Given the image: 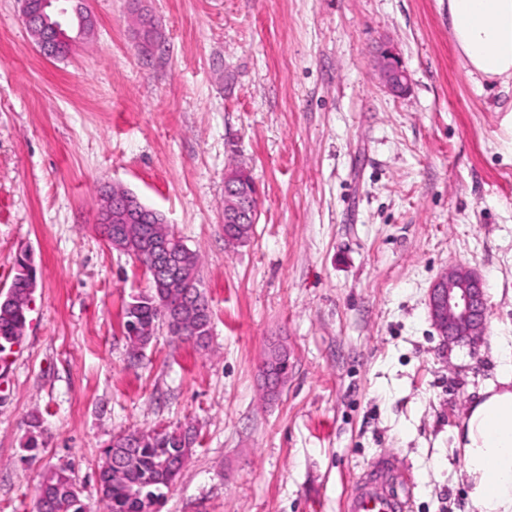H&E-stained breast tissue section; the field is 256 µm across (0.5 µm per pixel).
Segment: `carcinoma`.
<instances>
[{"instance_id": "carcinoma-1", "label": "carcinoma", "mask_w": 512, "mask_h": 512, "mask_svg": "<svg viewBox=\"0 0 512 512\" xmlns=\"http://www.w3.org/2000/svg\"><path fill=\"white\" fill-rule=\"evenodd\" d=\"M43 25L58 40L59 57H65L77 37L67 29H54L55 17L45 12ZM157 211L141 205L142 224H132L134 232L144 231L158 237L176 236L165 219L155 218ZM182 268L177 278L151 285L125 305L123 328L131 353L136 355L146 348L158 324L167 326L170 336L178 341L194 338L198 346L207 345L211 336V311L191 314L187 304L192 297L207 301L198 277L200 254L184 242L174 250ZM16 271L10 299H0V354L18 343L26 328L31 299L30 281L36 278V269L26 254L16 257ZM195 440L193 428L172 431L134 430L112 439L106 450L105 461L99 472V486L105 512H151V507L163 497V489L170 487L189 457ZM45 492L55 500V512H84L80 492L71 473L59 469L47 475L42 483Z\"/></svg>"}]
</instances>
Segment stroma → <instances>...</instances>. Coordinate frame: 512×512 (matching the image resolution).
I'll return each instance as SVG.
<instances>
[{"label":"stroma","mask_w":512,"mask_h":512,"mask_svg":"<svg viewBox=\"0 0 512 512\" xmlns=\"http://www.w3.org/2000/svg\"><path fill=\"white\" fill-rule=\"evenodd\" d=\"M91 39L39 54L0 0V290L28 251L29 323L0 380V512H35L69 468L86 512L113 436L195 427L155 512H342L391 454L410 512H470L453 446L512 336V117L476 85L448 0H90ZM164 40L144 60L134 11ZM409 74L382 85L385 53ZM259 190L249 241L224 240V174ZM112 184L202 256L207 347L159 325L131 357L123 310L149 283L96 227ZM484 280L487 330L444 345L437 275ZM288 353L279 392L261 364ZM39 419L38 448L27 423Z\"/></svg>","instance_id":"stroma-1"}]
</instances>
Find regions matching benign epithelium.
<instances>
[{
    "label": "benign epithelium",
    "instance_id": "benign-epithelium-1",
    "mask_svg": "<svg viewBox=\"0 0 512 512\" xmlns=\"http://www.w3.org/2000/svg\"><path fill=\"white\" fill-rule=\"evenodd\" d=\"M53 9L60 15L69 11L65 0H41L39 10H34L31 0H22V15L26 25H31L38 13ZM136 24L143 29L139 36L138 51L144 58L152 57L160 47L155 38V27L149 19L138 18ZM383 86L392 94L404 93L409 84V75L400 60L388 54L379 65ZM258 190L251 179L244 176L237 181H224V224L225 226L256 222L257 209L252 200ZM97 215L104 219V235L109 245L121 247L127 241L126 225L140 223L136 201L130 195L115 197L104 193L98 200ZM143 252L138 257L146 264L145 273L152 280L161 282L177 269L170 255L167 243L154 240L142 244ZM428 312L432 324L445 342L475 340L484 335L488 302L482 277L475 271L451 266L436 278L428 294ZM286 357L280 350L272 351L262 364V374L268 391L278 392L284 376L277 372L280 361Z\"/></svg>",
    "mask_w": 512,
    "mask_h": 512
}]
</instances>
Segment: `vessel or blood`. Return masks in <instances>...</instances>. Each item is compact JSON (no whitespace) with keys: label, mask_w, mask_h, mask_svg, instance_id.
I'll list each match as a JSON object with an SVG mask.
<instances>
[{"label":"vessel or blood","mask_w":512,"mask_h":512,"mask_svg":"<svg viewBox=\"0 0 512 512\" xmlns=\"http://www.w3.org/2000/svg\"><path fill=\"white\" fill-rule=\"evenodd\" d=\"M408 481L393 458L383 456L368 468L343 504V512H407Z\"/></svg>","instance_id":"obj_1"}]
</instances>
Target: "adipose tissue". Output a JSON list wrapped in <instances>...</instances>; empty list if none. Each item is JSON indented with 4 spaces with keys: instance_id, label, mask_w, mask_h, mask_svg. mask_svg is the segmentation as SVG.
Masks as SVG:
<instances>
[{
    "instance_id": "adipose-tissue-1",
    "label": "adipose tissue",
    "mask_w": 512,
    "mask_h": 512,
    "mask_svg": "<svg viewBox=\"0 0 512 512\" xmlns=\"http://www.w3.org/2000/svg\"><path fill=\"white\" fill-rule=\"evenodd\" d=\"M448 25L471 74L512 84V0H448ZM476 512H512V350L455 429Z\"/></svg>"
}]
</instances>
